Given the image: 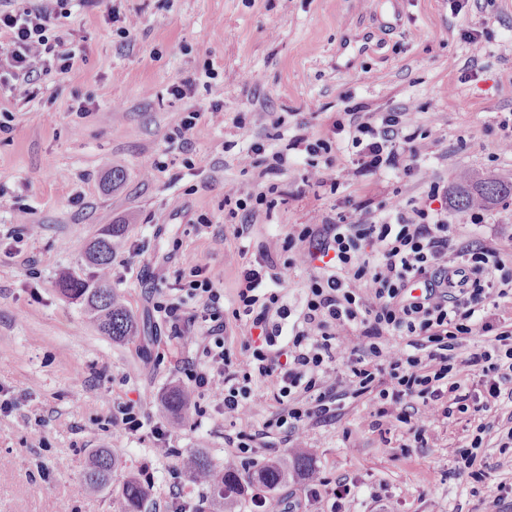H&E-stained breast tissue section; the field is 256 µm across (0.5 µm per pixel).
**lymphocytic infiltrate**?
<instances>
[{
	"mask_svg": "<svg viewBox=\"0 0 512 512\" xmlns=\"http://www.w3.org/2000/svg\"><path fill=\"white\" fill-rule=\"evenodd\" d=\"M55 10H0V68H7L10 92L19 100L34 94V80L49 65L71 70L77 50L68 33L56 30L55 12L69 0H55ZM352 143L357 154L349 177L381 169L428 183L430 198L448 191L431 180L425 161L437 133L404 125L401 113L386 112L372 121L353 123ZM453 215L415 202L381 203L377 215L351 222L345 214L322 216L319 222L299 225L286 237H273L258 250L244 271L232 316L258 332L248 339L244 355L231 357L225 347L221 295L212 277L188 282L208 324L199 337L201 362H188L185 373L192 392L208 398L225 419H245L258 403L251 382L265 384L267 399L281 410L275 425L283 429L291 447H301L308 422L335 420L337 394L323 388L321 375L342 362L354 397L374 404V427L396 420L412 424L423 435L435 412L447 408L448 396L458 391L447 383L452 369L462 374L480 371L487 389L474 398L473 410H490L512 382V327L490 322L485 300L507 297L496 277L502 253L512 250V235L500 246L455 248ZM461 257L448 262L449 252ZM316 260L308 278L304 303L291 314L282 303V288L295 271ZM309 266V265H308ZM422 280V296H407L412 280ZM171 336L187 337L195 314L182 297L161 294L154 305ZM404 336L408 345H389ZM475 336L483 346L464 354L458 339ZM504 349L506 359L493 360Z\"/></svg>",
	"mask_w": 512,
	"mask_h": 512,
	"instance_id": "f902f5d3",
	"label": "lymphocytic infiltrate"
}]
</instances>
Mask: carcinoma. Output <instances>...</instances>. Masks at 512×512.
<instances>
[{
  "label": "carcinoma",
  "mask_w": 512,
  "mask_h": 512,
  "mask_svg": "<svg viewBox=\"0 0 512 512\" xmlns=\"http://www.w3.org/2000/svg\"><path fill=\"white\" fill-rule=\"evenodd\" d=\"M512 195V183L505 184L494 178H474L465 175L455 187L452 203L460 209L475 205L488 208L500 198ZM125 225L108 224L85 249L88 273L64 276L59 287L62 295L85 305L86 312L98 330L116 343H129L138 335V326L121 297L112 288L109 265L112 255L124 240ZM191 398L187 391L175 389L164 399L165 406L178 416L187 410ZM122 453L110 448L92 449L85 466L79 473L78 483L87 494H99L111 488L116 463ZM311 454L306 448H294L284 456L256 469L248 476V483L268 491L275 490L296 471L309 473ZM183 476L191 483L210 493L216 512H234V496L243 485L238 469L215 461L206 450L190 451L180 460ZM123 512H142L152 491L134 476H126L119 485Z\"/></svg>",
  "instance_id": "carcinoma-1"
}]
</instances>
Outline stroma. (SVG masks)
I'll list each match as a JSON object with an SVG mask.
<instances>
[{"label": "stroma", "mask_w": 512, "mask_h": 512, "mask_svg": "<svg viewBox=\"0 0 512 512\" xmlns=\"http://www.w3.org/2000/svg\"><path fill=\"white\" fill-rule=\"evenodd\" d=\"M137 29H129V19ZM58 29L79 50L65 73H42L32 99H15L0 85V512H122L118 492L88 496L77 477L91 449L120 448L117 477H150L154 499L145 512H170L174 490L190 503L203 494L175 468L203 448L239 465L225 435H255L259 468L289 449L273 429L279 412L262 400L229 423L213 406L189 407L182 422L163 409L165 393L186 386L195 345L169 337L152 310L148 280L158 261L168 287L195 274L220 279L226 346L241 356L248 332L234 320L246 264L271 236L292 225L344 212L365 218L389 198L433 203L428 187L403 173L345 176L355 149L337 124L373 112H406L440 137L427 158L433 180L455 187L462 173L512 183V153L498 149L500 122L512 116V0H71ZM486 44L473 57L465 36ZM190 81L186 95L171 92ZM197 113L190 142L175 133L176 113ZM285 120L274 128L275 117ZM306 122L337 143L329 173L336 187L305 185L306 152H291L286 173L265 174L264 157L238 163L253 144L278 147ZM158 164L154 175L146 168ZM125 178L110 184L113 168ZM271 191L274 203L247 235L233 234L224 205L229 188ZM39 224L29 235L16 206ZM483 224L457 211L456 244L489 245L512 231V195L487 210ZM107 224L126 227L125 246L112 257L111 280L137 318L141 336L116 344L87 318L80 302L63 297L60 277L85 266L84 247ZM482 389L474 371L461 381L449 416L432 420L423 440L409 425L371 427L370 402L343 400L336 420L308 425L311 465L328 481L307 501L306 478L293 474L279 494L305 502L308 512H512V401L479 417L472 396ZM141 405L138 433L112 429L118 405ZM482 437V483L460 475L455 448ZM168 434L171 457L155 456L154 427ZM348 485L339 499L334 487Z\"/></svg>", "instance_id": "obj_1"}]
</instances>
